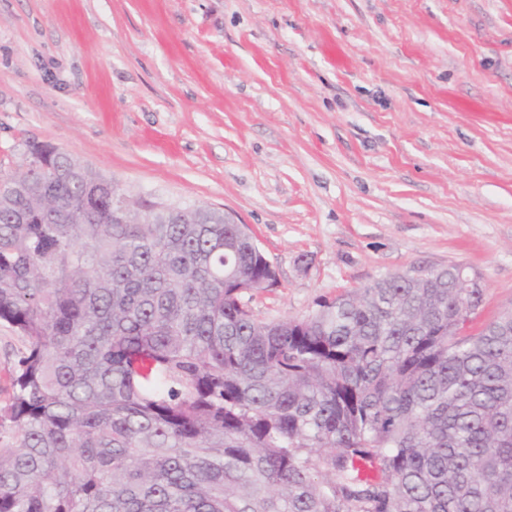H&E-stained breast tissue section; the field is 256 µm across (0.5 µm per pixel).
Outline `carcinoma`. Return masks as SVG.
Returning <instances> with one entry per match:
<instances>
[{
  "mask_svg": "<svg viewBox=\"0 0 512 512\" xmlns=\"http://www.w3.org/2000/svg\"><path fill=\"white\" fill-rule=\"evenodd\" d=\"M0 176V512H512V314L448 268L263 321L243 224L125 199L67 152ZM23 349L24 343L18 333L0 325V406L9 399L11 374Z\"/></svg>",
  "mask_w": 512,
  "mask_h": 512,
  "instance_id": "1",
  "label": "carcinoma"
}]
</instances>
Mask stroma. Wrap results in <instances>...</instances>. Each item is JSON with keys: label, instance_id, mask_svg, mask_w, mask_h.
<instances>
[{"label": "stroma", "instance_id": "obj_1", "mask_svg": "<svg viewBox=\"0 0 512 512\" xmlns=\"http://www.w3.org/2000/svg\"><path fill=\"white\" fill-rule=\"evenodd\" d=\"M30 141L248 225L262 320L451 263L512 308V0H0V174Z\"/></svg>", "mask_w": 512, "mask_h": 512}]
</instances>
